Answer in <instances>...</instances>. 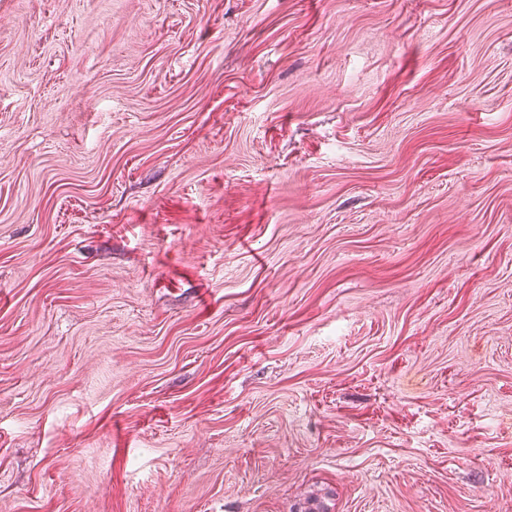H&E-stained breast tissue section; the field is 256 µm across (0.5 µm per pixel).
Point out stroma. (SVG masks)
Returning a JSON list of instances; mask_svg holds the SVG:
<instances>
[{
  "label": "stroma",
  "instance_id": "1",
  "mask_svg": "<svg viewBox=\"0 0 512 512\" xmlns=\"http://www.w3.org/2000/svg\"><path fill=\"white\" fill-rule=\"evenodd\" d=\"M512 512V0H0V512Z\"/></svg>",
  "mask_w": 512,
  "mask_h": 512
}]
</instances>
